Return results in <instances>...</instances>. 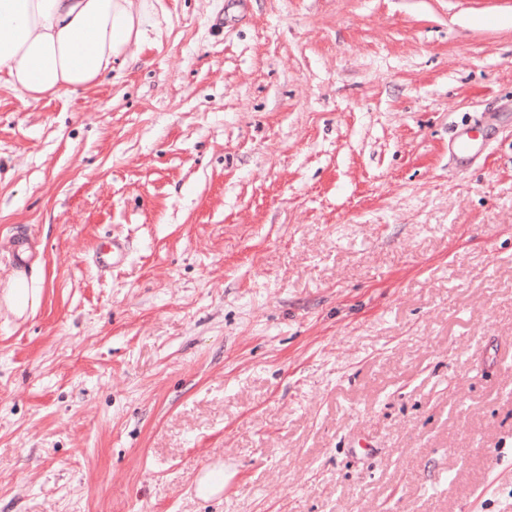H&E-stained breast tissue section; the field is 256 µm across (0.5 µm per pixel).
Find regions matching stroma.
Instances as JSON below:
<instances>
[{"label": "stroma", "mask_w": 512, "mask_h": 512, "mask_svg": "<svg viewBox=\"0 0 512 512\" xmlns=\"http://www.w3.org/2000/svg\"><path fill=\"white\" fill-rule=\"evenodd\" d=\"M225 2L0 87V512H512V0ZM484 128L471 125L456 127L449 138V149L452 155L464 164H470L480 154L485 142ZM20 273L12 271L3 293L5 306L17 317H22L28 309L34 311L39 304L37 295L28 291L26 278H21Z\"/></svg>", "instance_id": "stroma-1"}]
</instances>
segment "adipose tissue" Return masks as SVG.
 Segmentation results:
<instances>
[{
	"mask_svg": "<svg viewBox=\"0 0 512 512\" xmlns=\"http://www.w3.org/2000/svg\"><path fill=\"white\" fill-rule=\"evenodd\" d=\"M156 14L154 0H0V81L30 101L87 90Z\"/></svg>",
	"mask_w": 512,
	"mask_h": 512,
	"instance_id": "ef3b65f1",
	"label": "adipose tissue"
}]
</instances>
